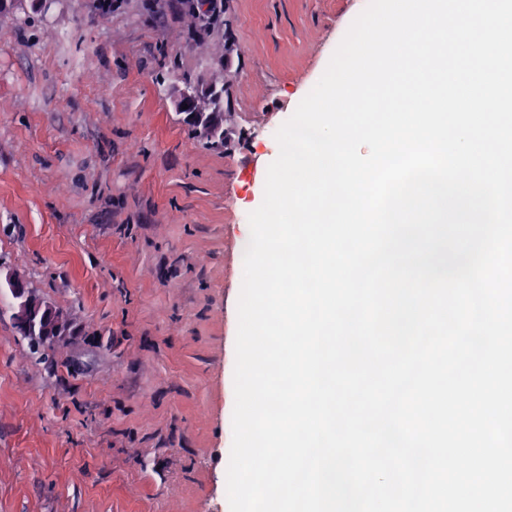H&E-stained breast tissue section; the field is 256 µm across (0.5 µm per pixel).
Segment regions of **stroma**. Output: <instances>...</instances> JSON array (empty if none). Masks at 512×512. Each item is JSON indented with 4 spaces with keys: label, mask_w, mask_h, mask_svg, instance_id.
I'll return each instance as SVG.
<instances>
[{
    "label": "stroma",
    "mask_w": 512,
    "mask_h": 512,
    "mask_svg": "<svg viewBox=\"0 0 512 512\" xmlns=\"http://www.w3.org/2000/svg\"><path fill=\"white\" fill-rule=\"evenodd\" d=\"M15 0L0 14V271L77 327L38 360L0 293V512H230L237 303L286 114L368 0ZM230 70L234 142L184 81ZM214 88L213 92L198 97V112L196 108V101L188 95H180L178 101L179 114L184 115L183 122L192 129L194 134L198 130L203 131V140L206 143L213 145H223L224 140L232 137L233 134L229 133L224 128V87L218 83L211 84ZM188 105L187 109H182V106ZM186 112H197V119L188 117ZM204 127L207 132L205 134Z\"/></svg>",
    "instance_id": "obj_1"
}]
</instances>
